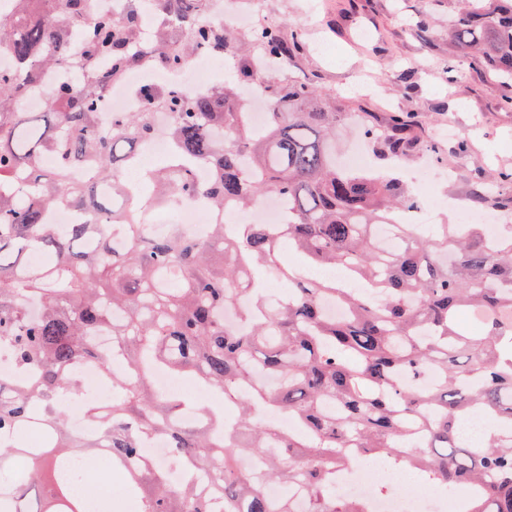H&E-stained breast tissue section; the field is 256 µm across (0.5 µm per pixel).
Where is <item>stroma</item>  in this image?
<instances>
[{
	"label": "stroma",
	"instance_id": "1",
	"mask_svg": "<svg viewBox=\"0 0 512 512\" xmlns=\"http://www.w3.org/2000/svg\"><path fill=\"white\" fill-rule=\"evenodd\" d=\"M265 17L280 22L283 33L301 31L309 53L289 66L297 81H313L335 93L340 110L408 112L418 137L415 148L392 168L404 186H411L422 161L432 168L453 170L444 184L445 206L430 218L454 224L459 209L487 212L474 191L481 173L512 170V110L501 104L502 86L475 72L467 57L448 42V14L454 0H264ZM370 27L380 50L359 54L348 42L357 27ZM371 89H357L360 76ZM454 134L441 135L444 126ZM466 154H456L458 143Z\"/></svg>",
	"mask_w": 512,
	"mask_h": 512
}]
</instances>
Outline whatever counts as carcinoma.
<instances>
[{
	"label": "carcinoma",
	"instance_id": "1",
	"mask_svg": "<svg viewBox=\"0 0 512 512\" xmlns=\"http://www.w3.org/2000/svg\"><path fill=\"white\" fill-rule=\"evenodd\" d=\"M14 2L15 15L0 18V54L14 60L0 67V355L14 367L0 376V471L20 459L26 468L0 478V512H86L62 463L103 449L139 512H215L192 480L175 489L163 465L137 461L152 435L168 440L173 460L213 474L224 512H296L289 496L272 506L265 482L238 468L247 448L272 449L265 476L300 487L306 512H371L337 491L348 448L450 491L466 485L455 512H512V234L393 223L392 209L417 199L389 175L336 168L330 141L348 113L288 79L308 46L274 20L235 32L211 17L212 0H124L119 19L96 0ZM468 2L448 21V44L512 87V0ZM75 30L77 57L67 53ZM200 49L230 55L227 81L195 94L157 89L139 109L103 120L104 91L144 57L172 72ZM260 60L282 70L265 77L267 120L256 132L238 79L256 77ZM50 66L75 75L48 88L39 123L19 105ZM161 110L175 116L173 152L148 175L153 207L200 197L223 211L278 195L288 220L277 235L263 224H239L231 238L222 224L203 239L175 224L144 234L150 211L121 175ZM361 124L368 138L386 132L380 152L391 158L416 141L406 112H363ZM46 155L54 167L43 166ZM202 158L211 167L203 185L192 174ZM76 164L91 177L72 180ZM511 183L512 173L488 174L480 201L511 208L512 195L490 192ZM59 208L80 211V223H44ZM381 225L388 247L375 242ZM285 241L306 267L284 262ZM254 269L288 293L226 321ZM329 300L345 314H331ZM462 311L482 315L481 335L459 322ZM99 332L112 336L110 349L95 343ZM81 364L112 382V403L90 414L91 441L59 421L62 402L82 388ZM160 370L233 399L232 425L182 426L183 403L153 385ZM268 410L292 415L295 430L274 429ZM473 414L494 424L481 445L458 436Z\"/></svg>",
	"mask_w": 512,
	"mask_h": 512
}]
</instances>
